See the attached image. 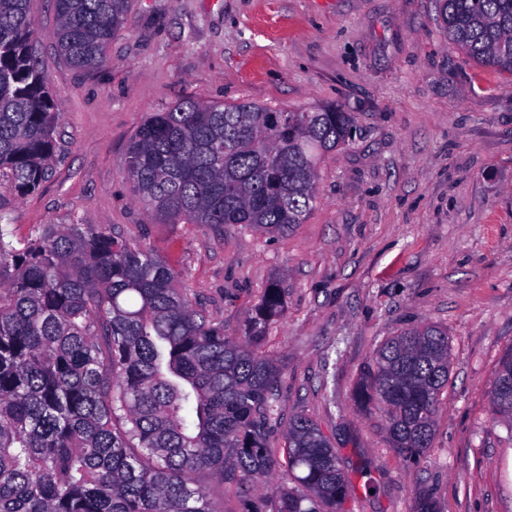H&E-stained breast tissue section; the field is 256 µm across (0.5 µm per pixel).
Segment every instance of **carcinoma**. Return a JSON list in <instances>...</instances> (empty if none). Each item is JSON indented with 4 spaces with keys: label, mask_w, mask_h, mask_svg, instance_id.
Returning a JSON list of instances; mask_svg holds the SVG:
<instances>
[{
    "label": "carcinoma",
    "mask_w": 512,
    "mask_h": 512,
    "mask_svg": "<svg viewBox=\"0 0 512 512\" xmlns=\"http://www.w3.org/2000/svg\"><path fill=\"white\" fill-rule=\"evenodd\" d=\"M53 3L59 56L105 67L129 0ZM436 13L469 60L512 75V0H436ZM34 35L33 0H0V176L21 196L48 177L60 121ZM352 128L334 106L185 99L146 117L126 174L167 223L283 236ZM9 224L0 203V512H223L199 471L231 474L244 512L342 510L351 481L315 422L290 417L272 445L280 368L262 344L284 313L278 282L227 336L149 247L91 224H45L19 247ZM448 372V333L428 323L380 344L356 387L358 404L383 405L407 462L432 447ZM415 512H439L432 491Z\"/></svg>",
    "instance_id": "cac0c4a2"
}]
</instances>
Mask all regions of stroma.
I'll list each match as a JSON object with an SVG mask.
<instances>
[{"label":"stroma","instance_id":"35a3bbf8","mask_svg":"<svg viewBox=\"0 0 512 512\" xmlns=\"http://www.w3.org/2000/svg\"><path fill=\"white\" fill-rule=\"evenodd\" d=\"M33 11L59 160L33 193L0 185L15 240L106 225L180 270L229 336L279 282L286 309L263 349L281 415L332 439L353 485L345 512H414L424 489L441 512H512V431L491 415L512 348V76L450 48L435 0H130L94 72L58 55L52 0ZM181 99L338 104L356 132L323 157L317 203L286 235L167 224L133 194L127 149L148 113ZM426 323L448 331V385L432 447L408 464L382 409L353 392L381 342Z\"/></svg>","mask_w":512,"mask_h":512}]
</instances>
